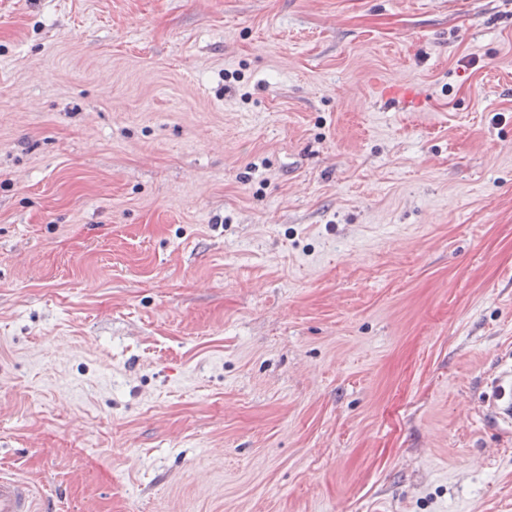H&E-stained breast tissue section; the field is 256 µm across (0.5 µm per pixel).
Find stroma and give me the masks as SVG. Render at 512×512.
<instances>
[{
    "instance_id": "stroma-1",
    "label": "stroma",
    "mask_w": 512,
    "mask_h": 512,
    "mask_svg": "<svg viewBox=\"0 0 512 512\" xmlns=\"http://www.w3.org/2000/svg\"><path fill=\"white\" fill-rule=\"evenodd\" d=\"M507 356L512 0H0V468L56 512H512ZM481 408L499 427H512V362L501 361L481 395Z\"/></svg>"
}]
</instances>
